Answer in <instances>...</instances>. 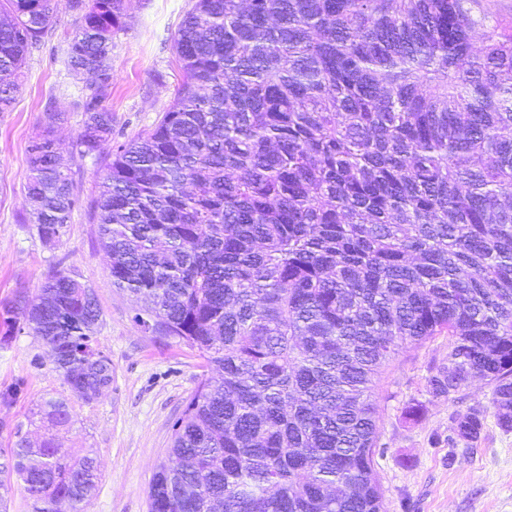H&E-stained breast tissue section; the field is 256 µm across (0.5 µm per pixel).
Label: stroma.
Segmentation results:
<instances>
[{"mask_svg":"<svg viewBox=\"0 0 512 512\" xmlns=\"http://www.w3.org/2000/svg\"><path fill=\"white\" fill-rule=\"evenodd\" d=\"M193 0H123V27L112 37L111 153L151 128L172 103L179 82L173 38ZM75 29L68 0H55L53 28L27 57L15 102L0 112V319L21 317L19 298H35L50 271L65 270L90 286L102 311L97 335L112 361V384L95 401L76 403L63 448L93 449L101 471L87 512H149V490L166 459L173 425L204 372L197 352L175 338L161 339L135 322L137 305L113 286L98 241L92 204L98 194L92 159L73 142L82 125L87 77L68 75L64 50ZM60 112L55 136L65 166L76 173L80 202L59 240H42L31 219L24 185L29 146L45 108ZM448 361V339L436 337L400 349L376 379L373 396L383 413V455L376 469L387 512H512V431H503L491 402L492 387L472 379L453 396L430 393L428 380ZM47 348L28 331L0 347V448L19 438L39 442L42 400L64 394ZM422 413L410 418L408 404ZM484 412L480 439L448 447L455 415Z\"/></svg>","mask_w":512,"mask_h":512,"instance_id":"obj_1","label":"stroma"}]
</instances>
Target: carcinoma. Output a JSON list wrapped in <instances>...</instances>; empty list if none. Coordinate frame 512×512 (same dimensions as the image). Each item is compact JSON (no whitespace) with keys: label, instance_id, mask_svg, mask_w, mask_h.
I'll return each mask as SVG.
<instances>
[{"label":"carcinoma","instance_id":"carcinoma-1","mask_svg":"<svg viewBox=\"0 0 512 512\" xmlns=\"http://www.w3.org/2000/svg\"><path fill=\"white\" fill-rule=\"evenodd\" d=\"M65 65L88 75L80 157H95L99 244L144 329L198 351L150 512H386L375 469L382 367L448 336L435 395L486 379L512 431V27L479 0H195L173 39L181 82L154 127L112 137L122 0H71ZM53 0H0V112L51 31ZM480 50H475V45ZM46 110L25 186L37 232L79 198ZM30 333L84 403L112 384L94 292L49 273L21 301ZM48 437L0 450V490L32 512H86L93 451L69 453L65 397ZM483 413L453 418L475 442Z\"/></svg>","mask_w":512,"mask_h":512}]
</instances>
